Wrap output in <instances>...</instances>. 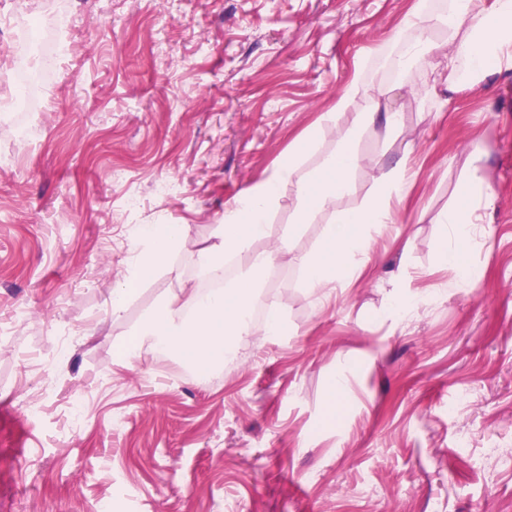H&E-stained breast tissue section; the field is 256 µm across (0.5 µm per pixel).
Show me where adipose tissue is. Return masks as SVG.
Instances as JSON below:
<instances>
[{
	"label": "adipose tissue",
	"instance_id": "ef3b65f1",
	"mask_svg": "<svg viewBox=\"0 0 512 512\" xmlns=\"http://www.w3.org/2000/svg\"><path fill=\"white\" fill-rule=\"evenodd\" d=\"M441 26L447 32L442 48L448 57V90L484 84L496 72L512 68V0H449L447 13L431 11L429 0H415L400 28L377 49L378 55L391 57L399 75H406L423 64L432 48L420 39L421 31ZM465 60L466 73L458 75L457 62ZM365 61H357L351 78L336 96L331 111L318 125L294 141L293 147L275 171L257 182L233 203L214 230L212 242L198 250L200 269L210 277L223 274L228 260H235L239 275L224 287L203 293L193 286L180 288L165 298L137 326L133 339L117 355L121 364L130 363L142 350L164 351L180 358L198 381H206L216 367L230 360L245 336H276L286 322L281 310L269 306L262 321L251 317L253 304L263 286L264 271L273 266L286 246L261 254L251 245L266 237L268 216L281 204V189L291 191L293 222L289 236H297L304 225L320 215L328 220L322 227L315 251L294 255L292 263L313 293L336 285H348L360 277L369 260L373 227L396 221L394 206L402 202L413 183L406 161L380 172L374 189L356 209L337 208V200L350 187V175L363 162L358 150L361 128L377 125L385 135L400 127V115L382 109L380 93L365 82ZM363 101L356 128L338 136L334 150L312 167H304L305 157L319 139L322 126L333 124L338 113ZM495 203L484 190L479 175H471L463 200L449 208L444 222L453 246L444 250V261L456 265L461 278L471 275L462 262L465 244L482 221L484 210ZM183 224H154L134 233L135 254L128 262L127 275L112 291V318L126 310L131 286L151 280L169 254L187 239Z\"/></svg>",
	"mask_w": 512,
	"mask_h": 512
}]
</instances>
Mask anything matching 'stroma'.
I'll use <instances>...</instances> for the list:
<instances>
[{
  "instance_id": "stroma-1",
  "label": "stroma",
  "mask_w": 512,
  "mask_h": 512,
  "mask_svg": "<svg viewBox=\"0 0 512 512\" xmlns=\"http://www.w3.org/2000/svg\"><path fill=\"white\" fill-rule=\"evenodd\" d=\"M413 2L0 0V512H99L104 498L112 512H512V69L439 104L435 28L437 51L398 78L372 52ZM34 17L50 62L38 106L17 112ZM361 56L400 129L362 132L364 163L337 206L359 207L401 157L415 171L361 277L320 307L281 257L263 297L286 331L248 338L207 383L151 351L114 364L167 294L204 285L196 251L225 206L330 110ZM473 156L495 205L464 253L470 282L440 260V221ZM164 181L177 192L159 194ZM135 224H185L190 241L114 320ZM393 273L425 299L401 323L386 315ZM64 328L69 354L49 363Z\"/></svg>"
}]
</instances>
